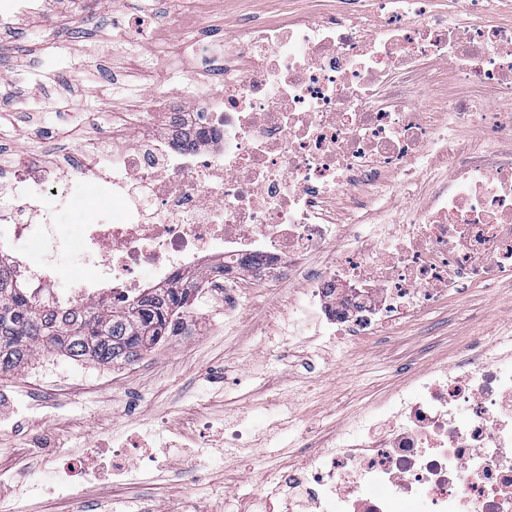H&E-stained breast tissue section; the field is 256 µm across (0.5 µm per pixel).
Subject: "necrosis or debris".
Here are the masks:
<instances>
[{
  "instance_id": "obj_1",
  "label": "necrosis or debris",
  "mask_w": 512,
  "mask_h": 512,
  "mask_svg": "<svg viewBox=\"0 0 512 512\" xmlns=\"http://www.w3.org/2000/svg\"><path fill=\"white\" fill-rule=\"evenodd\" d=\"M493 0H469L463 27L433 0H374L336 16L252 22L224 40V64L203 94L149 99L151 123L92 143L59 178L112 185V212L90 213L70 240L94 274L55 286L49 269L13 260L30 297L61 307L139 297L138 270L175 285L201 259L220 291L251 270L298 292L305 328L380 336L449 293L512 274V150L454 144L448 116L512 140V103L482 111L453 100L421 112L417 74L512 89V24L490 22ZM442 167L425 211L364 227L360 184L417 190ZM49 187L19 166L0 195V253L39 242ZM356 232L342 236L337 207ZM288 512H512V345L474 343L456 368L436 365L354 422L288 480Z\"/></svg>"
}]
</instances>
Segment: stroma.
I'll list each match as a JSON object with an SVG mask.
<instances>
[{"mask_svg":"<svg viewBox=\"0 0 512 512\" xmlns=\"http://www.w3.org/2000/svg\"><path fill=\"white\" fill-rule=\"evenodd\" d=\"M0 22V174L20 160L35 169L81 154L116 129L150 123L151 96L191 90L214 45L240 19L290 13L321 17L343 0H24ZM186 53L170 57L165 47ZM427 112L448 96L494 106L498 88L457 84L447 70L422 75ZM17 255L49 265L59 290L82 269L68 239ZM236 310L197 298L186 336L169 338L132 364L102 367L55 352L58 374L32 385L26 371L0 380V512H281L258 500L316 450L432 360L460 359L471 340L512 334V275L449 294L418 321L383 336L338 342L281 331L295 307L274 282L243 279ZM279 411L265 407L269 396ZM253 423L244 448L224 445V425ZM148 436L157 459L140 484L79 481L54 489L63 461L109 462L108 448Z\"/></svg>","mask_w":512,"mask_h":512,"instance_id":"stroma-1","label":"stroma"}]
</instances>
